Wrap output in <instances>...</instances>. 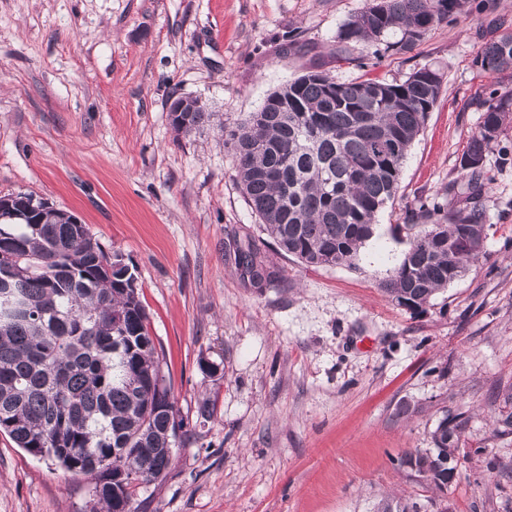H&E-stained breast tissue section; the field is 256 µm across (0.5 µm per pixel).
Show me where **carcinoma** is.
Returning a JSON list of instances; mask_svg holds the SVG:
<instances>
[{"label": "carcinoma", "mask_w": 512, "mask_h": 512, "mask_svg": "<svg viewBox=\"0 0 512 512\" xmlns=\"http://www.w3.org/2000/svg\"><path fill=\"white\" fill-rule=\"evenodd\" d=\"M465 0H371L345 22L341 43L373 44L398 34L410 49L435 25L462 11ZM476 63L512 69V29L486 42ZM433 73L437 80L424 79ZM443 73L429 65L405 80L304 74L268 95L232 128L220 126L238 162L243 194L279 252L314 267L351 266L374 233L377 213L398 189L404 160L435 107ZM512 93L483 101L479 131L461 158L467 181L459 205L436 202L406 211L403 224L428 228L409 242L403 260L383 283L399 305L419 310L483 254L485 224L479 202L484 160L512 122ZM205 107L173 123L190 134L213 124ZM51 207L36 224L0 222V292L14 303L0 308V432L35 457L47 456L89 478L100 512H116L136 483L155 480L172 464L178 415L162 375L135 274L114 268L111 255L85 224H69ZM235 262L256 286L271 281L261 252L238 245ZM468 419L446 415L434 433L435 453L405 464L443 491L457 477L455 455Z\"/></svg>", "instance_id": "obj_1"}]
</instances>
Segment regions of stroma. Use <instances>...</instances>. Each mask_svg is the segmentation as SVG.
<instances>
[{
	"instance_id": "stroma-1",
	"label": "stroma",
	"mask_w": 512,
	"mask_h": 512,
	"mask_svg": "<svg viewBox=\"0 0 512 512\" xmlns=\"http://www.w3.org/2000/svg\"><path fill=\"white\" fill-rule=\"evenodd\" d=\"M368 0H0V196L26 193L77 215L137 277L148 328L191 438L165 476L139 484L137 512H512V125L488 151L482 256L423 312L382 283L408 236L407 210L443 201L490 90L512 70L475 59L512 0L435 26L409 51L382 37L379 65L337 60V32ZM298 48L281 54L284 35ZM424 65L442 94L354 265L311 267L277 251L247 203L216 130L184 136L169 106L199 99L225 126L316 67L339 81L404 80ZM255 244L276 279L235 264ZM213 401L209 419L197 416ZM469 423L459 476L438 492L410 467L447 414ZM88 478L0 432V512H92Z\"/></svg>"
}]
</instances>
